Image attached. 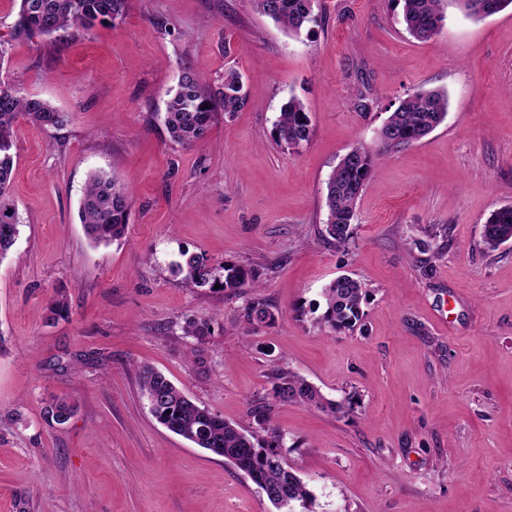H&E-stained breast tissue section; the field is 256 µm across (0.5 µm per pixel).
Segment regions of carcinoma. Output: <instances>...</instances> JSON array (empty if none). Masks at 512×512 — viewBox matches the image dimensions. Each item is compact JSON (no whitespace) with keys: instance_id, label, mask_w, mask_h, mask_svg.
Returning a JSON list of instances; mask_svg holds the SVG:
<instances>
[{"instance_id":"cac0c4a2","label":"carcinoma","mask_w":512,"mask_h":512,"mask_svg":"<svg viewBox=\"0 0 512 512\" xmlns=\"http://www.w3.org/2000/svg\"><path fill=\"white\" fill-rule=\"evenodd\" d=\"M19 9L12 26L14 39L58 31L88 30L95 23H112L125 15L127 0H18ZM262 15L281 25L288 33L300 35L317 22L315 0H250ZM407 31L419 41L431 39L445 20L447 0H400ZM248 96L241 74L234 68L224 72V81L212 92L186 72L167 103L164 121L173 141L192 146L204 140L213 115L221 110L227 115L241 111ZM448 96L439 91L419 90L407 95L389 114L370 148H351L336 164L326 182V221L322 234L338 246L353 241L355 206L362 195L375 163L390 152L413 146L440 126L447 116ZM27 119L41 128H57L67 122L65 113L46 101L26 98L10 87L0 85V260L15 245L21 219L11 194L15 174L13 127ZM311 125L302 102L292 96L282 105L274 124L273 137L278 145L297 150L309 142ZM132 198L124 183L105 174L89 177L79 216L89 240L108 244L120 238L127 224ZM484 245L495 250L512 241V206L502 207L488 217L482 228ZM178 271L197 286L209 282L211 269L207 259L184 251ZM257 271L236 265L224 266L220 288L235 295L247 281L255 280ZM325 307L318 322L333 332L353 331L363 326L367 290L356 279L341 275L323 291ZM241 317L248 325L270 324L275 315L256 296L247 300ZM275 398L283 403H302L337 415L345 404L325 399L304 378L276 366ZM139 384L156 420L171 432L205 449L246 474L263 492L276 512H312V497L302 479L282 460V435L273 424L269 410L254 412L256 425L266 433L262 439L239 423H230L208 408L190 399L165 375L151 368L139 371ZM74 414V406L58 400L46 410L47 420L62 425Z\"/></svg>"}]
</instances>
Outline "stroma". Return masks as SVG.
Wrapping results in <instances>:
<instances>
[{"instance_id": "1", "label": "stroma", "mask_w": 512, "mask_h": 512, "mask_svg": "<svg viewBox=\"0 0 512 512\" xmlns=\"http://www.w3.org/2000/svg\"><path fill=\"white\" fill-rule=\"evenodd\" d=\"M17 10L0 0V82L69 120L15 127L0 512H273L242 472L152 417L143 364L225 420L250 426L270 407L313 512H512V242L482 241L512 206V10L476 20L451 2L425 42L400 0H317L299 36L250 0H127L111 25L21 40ZM228 67L247 106L216 113L195 146L173 142L164 112L184 71L214 87ZM420 89L447 93L445 121L374 165L353 242L328 243L332 169ZM293 96L312 127L296 151L272 137ZM95 172L132 196L123 237L99 246L79 219ZM185 250L219 279L228 264L259 270L243 292L276 322L247 327L241 297L188 281ZM343 274L368 291L365 326L336 334L316 309ZM62 296L68 313L52 318ZM189 318L206 334L185 335ZM275 360L349 413L277 401ZM56 397L75 407L62 425L44 416ZM482 239L490 250L512 241V206L502 207L491 213L483 225Z\"/></svg>"}]
</instances>
